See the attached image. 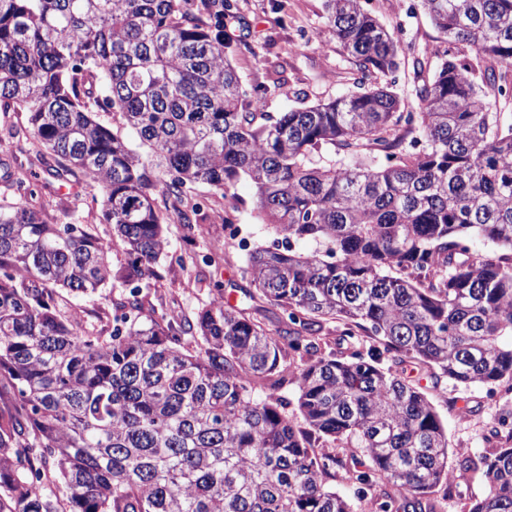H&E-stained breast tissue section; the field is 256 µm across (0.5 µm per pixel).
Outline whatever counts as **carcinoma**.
Instances as JSON below:
<instances>
[{
    "mask_svg": "<svg viewBox=\"0 0 512 512\" xmlns=\"http://www.w3.org/2000/svg\"><path fill=\"white\" fill-rule=\"evenodd\" d=\"M421 3L455 52L415 85L419 111L380 81L399 43L364 0H325L353 88L272 117L229 59L231 0H0V113L28 117L8 134L44 147V186L90 178L117 234L46 222L39 185L0 165V512H354L340 475L372 512H437L472 470L469 512H512V433L449 469L425 387L383 365L434 389L512 383V112L489 101L512 85V0ZM242 177L277 236L244 269L276 333L221 292L191 319L145 311L170 258L154 192L193 234L194 187ZM114 283L107 336L57 308V288ZM463 494L454 485H442L436 489L435 496L439 500L438 512H468L470 503L485 493V482L480 471L469 472L466 475Z\"/></svg>",
    "mask_w": 512,
    "mask_h": 512,
    "instance_id": "obj_1",
    "label": "carcinoma"
}]
</instances>
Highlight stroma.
I'll use <instances>...</instances> for the list:
<instances>
[{
  "mask_svg": "<svg viewBox=\"0 0 512 512\" xmlns=\"http://www.w3.org/2000/svg\"><path fill=\"white\" fill-rule=\"evenodd\" d=\"M239 21L226 24L224 34L233 46L231 63L245 89L267 88L265 110L276 116L293 108L336 98L353 82V65L326 25L324 0H235ZM367 10L399 39L401 65L392 79L401 98V109L417 111L414 94L416 78L430 79L447 57L446 37L433 25L420 0H367ZM421 69H414V61ZM287 84L289 95H281L278 83ZM26 113L0 116V159L17 160L23 174L41 170L42 146L33 140L10 138L9 126L25 125ZM195 196L207 199V215L195 235H187L176 216H169L165 233L170 251L183 258L182 264L163 266L162 279L143 289L146 308L171 316L193 314L208 303L216 290H223L230 305L251 307L250 281L243 270L247 252L237 241L224 237V199L233 197L237 205L242 235L251 247L271 244L273 236L257 216L255 189L248 179H240L225 194L198 186ZM43 216L64 224L77 219L88 225L102 240H109L110 225L101 221L102 198L96 185L85 176L68 183L55 182L43 191ZM121 285L100 289L92 295L60 288L56 300L64 315L76 318L86 332L109 333L115 306L126 296ZM428 396L448 424L449 467H457V449L484 453L489 428L499 418L512 421V391L498 387L496 392L474 386L429 390ZM485 493L480 472L467 474L463 488L443 485L437 488L439 512H468L472 500Z\"/></svg>",
  "mask_w": 512,
  "mask_h": 512,
  "instance_id": "1",
  "label": "stroma"
}]
</instances>
